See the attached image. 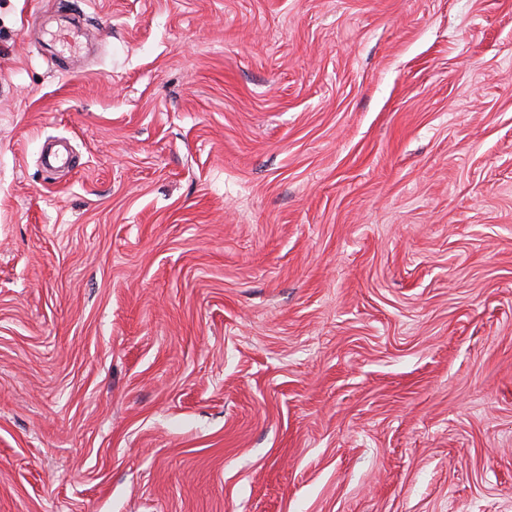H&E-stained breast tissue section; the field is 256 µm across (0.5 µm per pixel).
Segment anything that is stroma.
I'll use <instances>...</instances> for the list:
<instances>
[{
	"label": "stroma",
	"instance_id": "35a3bbf8",
	"mask_svg": "<svg viewBox=\"0 0 512 512\" xmlns=\"http://www.w3.org/2000/svg\"><path fill=\"white\" fill-rule=\"evenodd\" d=\"M0 512H512V0H0Z\"/></svg>",
	"mask_w": 512,
	"mask_h": 512
}]
</instances>
